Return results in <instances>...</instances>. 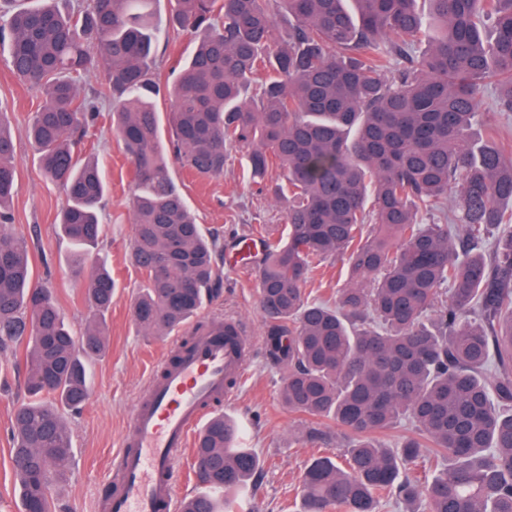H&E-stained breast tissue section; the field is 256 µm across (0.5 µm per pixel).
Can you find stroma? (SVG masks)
Segmentation results:
<instances>
[{"label":"stroma","mask_w":512,"mask_h":512,"mask_svg":"<svg viewBox=\"0 0 512 512\" xmlns=\"http://www.w3.org/2000/svg\"><path fill=\"white\" fill-rule=\"evenodd\" d=\"M8 48L0 46V112L7 116L16 145L18 191L11 205L19 233L36 236L31 253L35 274L55 293L66 323L83 332L92 309L81 288L83 273L94 262L76 267L66 240L58 234L57 216L65 202L63 191L42 176L26 137L32 112L39 107V91L16 78L8 64ZM101 115L82 144L103 160L108 181L101 213L104 237L96 251L106 261L117 288L105 315V353L92 361L89 396L79 413L67 414L72 457L65 475L51 489L56 512H105L103 505L114 488L112 461L130 416L156 374L168 350L184 338L183 331L152 338L143 335L131 315L140 285L139 273L129 262L133 225L129 199L134 192L133 167L121 142L110 129V100L101 101ZM173 178L208 231L224 236V288L204 302L198 319L239 321L251 342L245 375L229 401L217 408L234 416L243 429V443L263 462L249 484L254 512H299L301 478L309 460L318 454L342 452L347 443L332 424H325L327 442L311 445L303 437L302 416L280 403L286 372L268 358V322L258 293V269L239 257L244 239L261 224H285L287 200H274L252 183L244 149L234 148L224 163V174L204 179L174 168ZM25 398L22 376L11 357L0 356V512H23L19 484L11 461V417Z\"/></svg>","instance_id":"1"}]
</instances>
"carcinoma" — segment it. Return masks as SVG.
Returning <instances> with one entry per match:
<instances>
[{"label": "carcinoma", "instance_id": "1", "mask_svg": "<svg viewBox=\"0 0 512 512\" xmlns=\"http://www.w3.org/2000/svg\"><path fill=\"white\" fill-rule=\"evenodd\" d=\"M151 2L35 0L0 22L12 72L43 95L27 138L65 193L58 228L75 257L103 235V167L73 149L98 99L115 103L112 134L134 168L132 317L147 336L181 329L223 286L224 237L197 223L172 167L219 177L228 151L246 149L251 180L288 194L287 233L260 226L258 259L281 404L311 420L312 444L325 420L351 437L340 458L311 460L300 512H377L383 499L512 512V135L494 119L512 112V0H173L170 23L198 44L166 75ZM99 69L102 90L82 91ZM15 153L0 113V354L27 346L12 460L24 512H54L72 452L65 412L87 400L116 284L94 268L93 320L73 335L12 224ZM338 257L349 280L336 300L309 298L307 281ZM239 439L226 414L205 423V490L179 512H252L242 494L262 462ZM421 464L435 466L427 482Z\"/></svg>", "mask_w": 512, "mask_h": 512}]
</instances>
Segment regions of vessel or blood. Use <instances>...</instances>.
<instances>
[{
  "label": "vessel or blood",
  "mask_w": 512,
  "mask_h": 512,
  "mask_svg": "<svg viewBox=\"0 0 512 512\" xmlns=\"http://www.w3.org/2000/svg\"><path fill=\"white\" fill-rule=\"evenodd\" d=\"M250 353L244 336L218 328L172 347L130 416L112 464L107 512H173L176 458L211 406L231 398Z\"/></svg>",
  "instance_id": "vessel-or-blood-1"
}]
</instances>
